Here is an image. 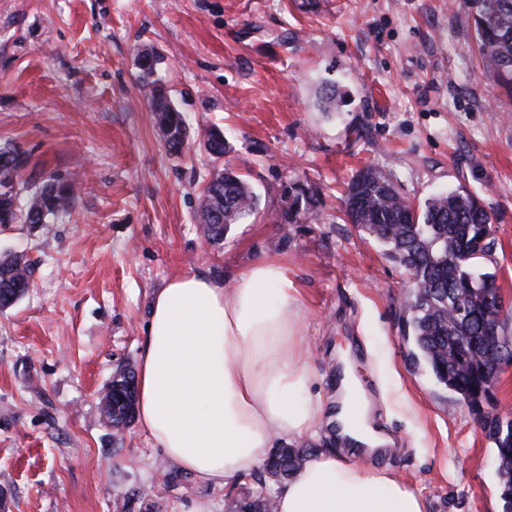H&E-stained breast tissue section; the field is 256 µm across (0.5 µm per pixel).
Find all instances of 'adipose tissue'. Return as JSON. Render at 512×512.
Wrapping results in <instances>:
<instances>
[{
	"mask_svg": "<svg viewBox=\"0 0 512 512\" xmlns=\"http://www.w3.org/2000/svg\"><path fill=\"white\" fill-rule=\"evenodd\" d=\"M300 290L263 258L232 287L202 274L169 279L149 304L138 367V421L153 447L217 489L251 479L276 440L311 437L326 406L302 360ZM275 512H425L389 472L321 450L273 493Z\"/></svg>",
	"mask_w": 512,
	"mask_h": 512,
	"instance_id": "1",
	"label": "adipose tissue"
}]
</instances>
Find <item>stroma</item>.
I'll return each mask as SVG.
<instances>
[{
    "instance_id": "obj_1",
    "label": "stroma",
    "mask_w": 512,
    "mask_h": 512,
    "mask_svg": "<svg viewBox=\"0 0 512 512\" xmlns=\"http://www.w3.org/2000/svg\"><path fill=\"white\" fill-rule=\"evenodd\" d=\"M143 49L183 114L182 154L157 125ZM328 85L332 113L318 106ZM215 126L231 145L222 158L204 144ZM4 147L34 163L28 188L51 176L76 187L48 224H0V257L24 255L32 271L0 309L7 512H123L137 497L154 512H230L255 492L198 482L139 423L114 434L99 402L117 368H137L158 288L188 273L228 283L265 257L302 288L316 391L334 402L347 355L397 448L385 468L425 512H504L480 420L512 421V365L478 410L436 382L404 334L405 270L342 212L345 184L370 165L416 206L471 192L495 239L481 268L512 302V89L484 67L464 0H0ZM227 163L259 210L213 243L198 202ZM292 183L318 189L320 212L275 223Z\"/></svg>"
}]
</instances>
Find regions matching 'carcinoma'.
Returning a JSON list of instances; mask_svg holds the SVG:
<instances>
[{
  "mask_svg": "<svg viewBox=\"0 0 512 512\" xmlns=\"http://www.w3.org/2000/svg\"><path fill=\"white\" fill-rule=\"evenodd\" d=\"M474 20L486 67L512 85V0H466ZM152 111L166 134L171 151L183 149L186 126L181 113L161 89L152 96ZM209 151L228 153L224 133L209 131ZM29 157L16 149H0V224H46L72 201L70 182L53 178L38 190L23 195L20 175ZM287 206L275 215L281 224L317 213V192L305 184L284 188ZM345 214L349 221L378 243L386 256L410 276V301L405 332L411 338V356L423 362L434 379L461 399L481 394L486 370L512 362V350L503 349L507 314L494 275L479 269L489 255V214L478 199L464 191H450L427 199L416 208L402 197L389 178L373 167L359 171L348 184ZM258 199L248 182L232 167L218 171L199 202L200 223L210 240L218 242L234 224H242L257 211ZM30 281L26 267L14 259L0 261V306L18 300ZM136 415L135 379L120 370L112 379V427L120 433ZM497 448L500 497L512 496V423L501 426L493 417L481 424ZM310 455L308 448L279 447L263 471L282 484ZM274 504L263 493L235 501L231 512H272Z\"/></svg>",
  "mask_w": 512,
  "mask_h": 512,
  "instance_id": "cac0c4a2",
  "label": "carcinoma"
}]
</instances>
